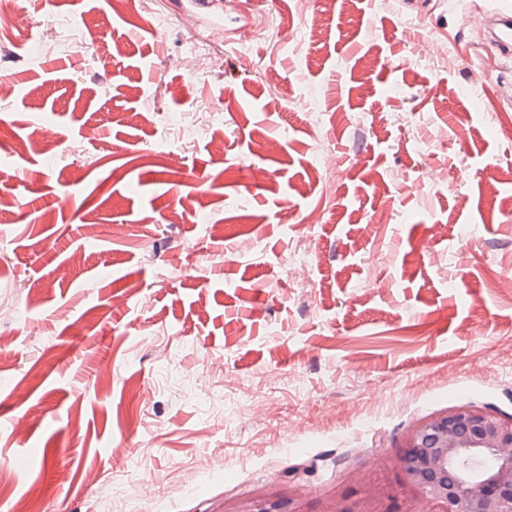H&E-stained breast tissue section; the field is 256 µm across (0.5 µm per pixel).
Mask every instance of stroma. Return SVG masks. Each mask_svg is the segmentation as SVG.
Here are the masks:
<instances>
[{
	"label": "stroma",
	"mask_w": 512,
	"mask_h": 512,
	"mask_svg": "<svg viewBox=\"0 0 512 512\" xmlns=\"http://www.w3.org/2000/svg\"><path fill=\"white\" fill-rule=\"evenodd\" d=\"M10 4L0 512H436L411 429L512 417L497 0Z\"/></svg>",
	"instance_id": "35a3bbf8"
}]
</instances>
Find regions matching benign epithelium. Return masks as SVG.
Returning a JSON list of instances; mask_svg holds the SVG:
<instances>
[{
    "label": "benign epithelium",
    "mask_w": 512,
    "mask_h": 512,
    "mask_svg": "<svg viewBox=\"0 0 512 512\" xmlns=\"http://www.w3.org/2000/svg\"><path fill=\"white\" fill-rule=\"evenodd\" d=\"M401 467L437 512H512V417L453 408L407 435Z\"/></svg>",
    "instance_id": "benign-epithelium-1"
}]
</instances>
